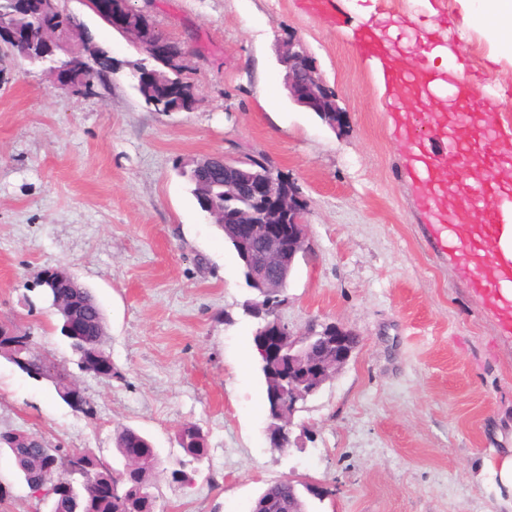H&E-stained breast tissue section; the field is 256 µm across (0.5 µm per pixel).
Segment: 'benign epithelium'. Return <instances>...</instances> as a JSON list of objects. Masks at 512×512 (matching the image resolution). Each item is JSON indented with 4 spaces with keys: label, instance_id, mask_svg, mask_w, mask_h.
I'll use <instances>...</instances> for the list:
<instances>
[{
    "label": "benign epithelium",
    "instance_id": "benign-epithelium-1",
    "mask_svg": "<svg viewBox=\"0 0 512 512\" xmlns=\"http://www.w3.org/2000/svg\"><path fill=\"white\" fill-rule=\"evenodd\" d=\"M97 15L105 18L112 28L131 39L153 64L141 65L136 70L137 87L157 104L176 102L191 104L182 81L168 77L162 67L168 59L178 64L184 52L173 55L171 42L161 34L140 23L130 0H112L110 10H101V0H82ZM64 0H43L40 20V49L46 56L59 53L67 64L48 69L54 83L61 89H75L89 73L112 67L107 50L94 43L84 22L69 14L70 34L63 41L48 20L62 10ZM33 44L29 33H19L0 27V46H8L13 58L26 55ZM278 61L286 69L289 98L297 105L317 114L332 128L345 123V110L339 104L336 90L324 81L301 41L288 38L279 42ZM235 171L224 184V196L241 203L227 209L219 207L208 195H203V211L223 224L240 246V259L251 285L262 291L261 300L250 305L252 314L263 320L254 334V346L267 368L271 407L268 427L270 443L276 448L291 444L293 416L296 405L316 393L327 381L348 363L355 347L351 345L354 333L338 323L321 325V330L294 333L288 324L276 315L278 297L273 287L290 272L299 257L308 253V224L306 205L294 183H287L263 159H257L261 170L242 169L255 163L250 159H215L209 157L190 162L194 170H207L213 162ZM38 285L52 289L55 305L63 316L62 335L78 344L87 336L100 335L97 322L92 321L78 304V281L64 268L46 269ZM81 370L96 377L112 374V360L103 353L93 361H79ZM65 397L73 409L84 406L86 393L74 382H69ZM26 484H51L55 497L47 499L49 512L55 503L73 493V484L58 478L50 469L26 481ZM121 493L118 482L112 478H96L93 496L117 497Z\"/></svg>",
    "mask_w": 512,
    "mask_h": 512
}]
</instances>
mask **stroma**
Listing matches in <instances>:
<instances>
[{
    "label": "stroma",
    "instance_id": "35a3bbf8",
    "mask_svg": "<svg viewBox=\"0 0 512 512\" xmlns=\"http://www.w3.org/2000/svg\"><path fill=\"white\" fill-rule=\"evenodd\" d=\"M134 0L186 54L195 103L157 112L135 87L147 62L83 0H68L112 72L93 93L58 89L42 65L0 67V322L32 336L96 405L74 412L50 383L0 357V432L117 464L131 427L160 465L155 512H249L287 477L330 491L316 512H506L490 449L512 448V326L472 275L441 251L409 176L410 143L382 71L359 47L372 0ZM405 68L450 47L470 80L469 109L512 128V64L462 31L458 0H408L384 12ZM300 40L347 122L332 130L287 96L276 47ZM213 156L263 157L306 202L311 252L278 318L296 331L338 322L359 345L343 370L299 403L294 444L267 437L265 384L253 356L256 293L234 248L198 206L181 169ZM64 267L97 298L115 379L84 373L34 282ZM208 454L172 481L186 423ZM0 512H46L0 452Z\"/></svg>",
    "mask_w": 512,
    "mask_h": 512
}]
</instances>
